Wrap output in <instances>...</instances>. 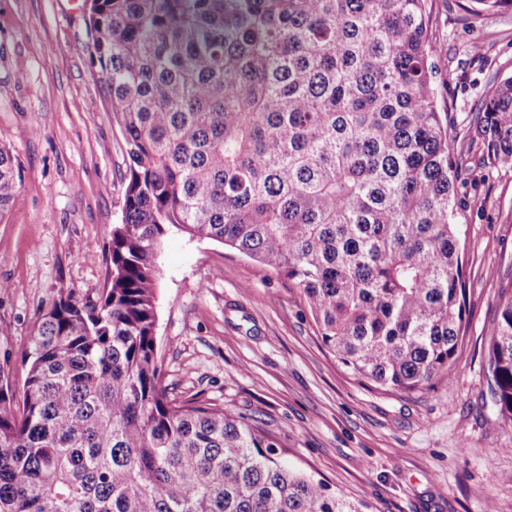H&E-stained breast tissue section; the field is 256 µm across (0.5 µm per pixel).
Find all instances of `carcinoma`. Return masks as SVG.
Segmentation results:
<instances>
[{
	"label": "carcinoma",
	"instance_id": "obj_1",
	"mask_svg": "<svg viewBox=\"0 0 512 512\" xmlns=\"http://www.w3.org/2000/svg\"><path fill=\"white\" fill-rule=\"evenodd\" d=\"M427 0H89L92 65L129 159L110 286L39 310L22 383L0 366V512H360L286 467L259 426L171 399L156 269L175 228L298 289L363 383L424 388L458 363L466 295ZM476 15L512 0H469ZM512 170V75L471 128ZM20 189L0 146V216ZM488 333L512 423V279Z\"/></svg>",
	"mask_w": 512,
	"mask_h": 512
}]
</instances>
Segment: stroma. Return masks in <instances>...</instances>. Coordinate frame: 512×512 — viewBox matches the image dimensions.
Here are the masks:
<instances>
[{
	"label": "stroma",
	"instance_id": "obj_1",
	"mask_svg": "<svg viewBox=\"0 0 512 512\" xmlns=\"http://www.w3.org/2000/svg\"><path fill=\"white\" fill-rule=\"evenodd\" d=\"M429 0L439 105L466 152L496 73L512 72V8L474 16ZM84 0H0V145L21 167L0 216V365L21 362L59 294L98 300L122 220L124 138L91 65ZM466 299L460 359L412 394L360 383L322 346L287 278L222 243L170 230L157 266V344L169 397L258 423L292 468L364 512H512V427L492 402L485 339L512 272V171L470 165L456 187Z\"/></svg>",
	"mask_w": 512,
	"mask_h": 512
}]
</instances>
